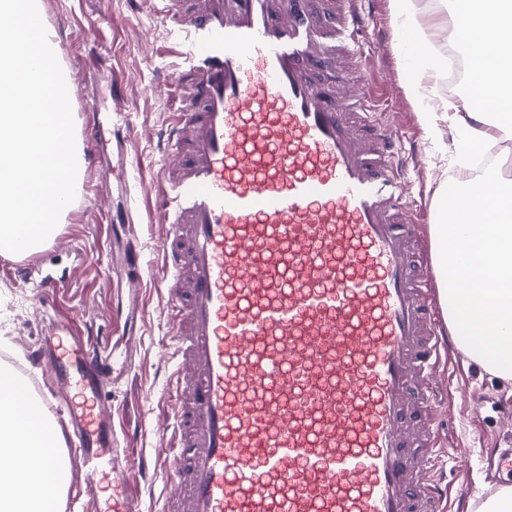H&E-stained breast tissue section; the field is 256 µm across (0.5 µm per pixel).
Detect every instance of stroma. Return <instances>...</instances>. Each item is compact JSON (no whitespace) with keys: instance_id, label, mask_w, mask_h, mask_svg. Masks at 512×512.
I'll return each instance as SVG.
<instances>
[{"instance_id":"stroma-1","label":"stroma","mask_w":512,"mask_h":512,"mask_svg":"<svg viewBox=\"0 0 512 512\" xmlns=\"http://www.w3.org/2000/svg\"><path fill=\"white\" fill-rule=\"evenodd\" d=\"M50 26L51 47L73 82L71 110L81 179L56 235L22 257L0 255V364L28 369V352L40 344L51 322L67 318L106 347L112 376L105 410L139 423L140 438L116 434V451L159 443L157 405L173 371L169 322L161 284L159 242L167 227L153 212L155 179L162 163L160 133L176 103L162 90L180 66V35L159 11L157 0H37ZM368 34L359 49L366 74L387 85L376 110L411 142L417 157L404 173L405 187L425 224L438 221V194L461 164L455 150L435 143L421 124L423 103L407 90L410 41L398 38L388 0H371ZM124 86L112 101L107 81ZM108 108L112 124L93 137L83 115ZM25 263L27 277L15 275ZM57 280L41 293L42 276ZM452 431L442 445L456 487L480 504L499 486H512V472L496 467L488 449L512 452V382L457 353L452 375Z\"/></svg>"}]
</instances>
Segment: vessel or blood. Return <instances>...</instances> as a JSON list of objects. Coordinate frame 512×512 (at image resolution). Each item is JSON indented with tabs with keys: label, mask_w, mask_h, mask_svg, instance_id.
I'll use <instances>...</instances> for the list:
<instances>
[{
	"label": "vessel or blood",
	"mask_w": 512,
	"mask_h": 512,
	"mask_svg": "<svg viewBox=\"0 0 512 512\" xmlns=\"http://www.w3.org/2000/svg\"><path fill=\"white\" fill-rule=\"evenodd\" d=\"M184 65L157 178L176 361L157 457L112 451V371L73 335L30 356L78 387L61 447L86 485L163 481L164 512H446L434 478L455 344L403 191L404 143L337 72L359 0H163Z\"/></svg>",
	"instance_id": "b4317fda"
}]
</instances>
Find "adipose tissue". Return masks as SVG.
Returning <instances> with one entry per match:
<instances>
[{"label":"adipose tissue","instance_id":"ef3b65f1","mask_svg":"<svg viewBox=\"0 0 512 512\" xmlns=\"http://www.w3.org/2000/svg\"><path fill=\"white\" fill-rule=\"evenodd\" d=\"M458 15L480 19L478 29L460 25L456 35L478 66L495 80L493 89H478L477 98L486 106L512 112V0H463ZM422 122L435 136L445 126L467 129L466 139L455 144L460 154L476 145L489 148L499 140L512 139L511 123H490L487 115L471 112L465 97L438 99L423 110ZM14 387L9 370L1 367L0 512H58V495L68 482V463L55 441L58 427L36 401L19 403ZM44 455L54 456L55 468L39 471L34 484L23 485L21 470Z\"/></svg>","mask_w":512,"mask_h":512}]
</instances>
